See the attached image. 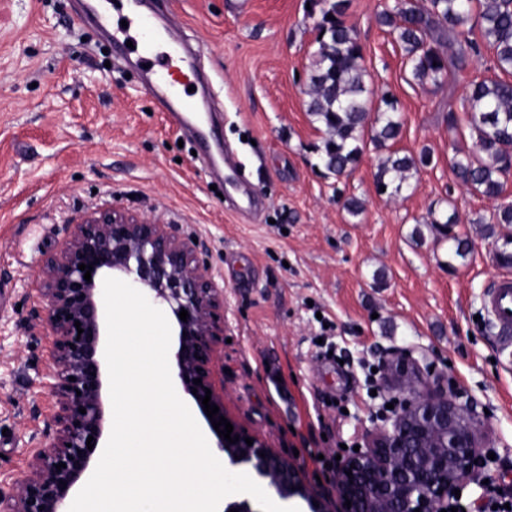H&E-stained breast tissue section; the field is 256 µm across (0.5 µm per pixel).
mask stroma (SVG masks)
I'll return each mask as SVG.
<instances>
[{"instance_id":"35a3bbf8","label":"stroma","mask_w":512,"mask_h":512,"mask_svg":"<svg viewBox=\"0 0 512 512\" xmlns=\"http://www.w3.org/2000/svg\"><path fill=\"white\" fill-rule=\"evenodd\" d=\"M308 0H153L176 38L199 41L211 95L205 127L230 146L263 200L239 214L234 192L196 156L139 88L108 35L75 17L78 0H0V487L26 468L45 435L42 387L51 338L37 314L44 258L96 208L121 207L209 248L226 296L229 342L218 349L224 405L274 451L296 455L308 481L333 486L330 460L354 448L383 403L370 379L395 347L428 348L435 368L486 413L500 500L512 498V355L484 308L488 283L512 276L496 260L512 224L489 218L512 202L457 184L448 159L471 149L450 127L445 89L413 82L378 13L384 0H347L372 102L391 94L403 120L386 149L363 140L343 177L321 166L320 125L307 110L318 14ZM429 162L401 194L379 193L387 152ZM357 199L351 215L344 204ZM457 213L448 232L432 214ZM463 256H456V246Z\"/></svg>"}]
</instances>
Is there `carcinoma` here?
<instances>
[{
    "label": "carcinoma",
    "mask_w": 512,
    "mask_h": 512,
    "mask_svg": "<svg viewBox=\"0 0 512 512\" xmlns=\"http://www.w3.org/2000/svg\"><path fill=\"white\" fill-rule=\"evenodd\" d=\"M317 3L321 18L307 110L324 128L320 162L339 177L358 162L368 120H373L371 141L378 148L400 135L402 121L390 98L372 109L363 48L344 19L346 0ZM378 20L396 33L411 80L419 85L444 87L448 76L465 72L484 46L493 51L494 69L512 74V0H393L383 5ZM461 112L460 117L448 106V124L465 123L474 149L455 152L450 167L460 183L497 198L502 178L512 171V83L474 76L465 87ZM428 161L425 153L417 159L390 154L379 162L376 186L396 195L411 172Z\"/></svg>",
    "instance_id": "cac0c4a2"
}]
</instances>
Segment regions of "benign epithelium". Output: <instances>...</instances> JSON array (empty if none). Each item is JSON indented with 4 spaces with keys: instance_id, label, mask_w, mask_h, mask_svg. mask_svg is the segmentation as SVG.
I'll list each match as a JSON object with an SVG mask.
<instances>
[{
    "instance_id": "benign-epithelium-1",
    "label": "benign epithelium",
    "mask_w": 512,
    "mask_h": 512,
    "mask_svg": "<svg viewBox=\"0 0 512 512\" xmlns=\"http://www.w3.org/2000/svg\"><path fill=\"white\" fill-rule=\"evenodd\" d=\"M206 251L202 239L180 234L173 224L117 207L95 209L70 225L61 248L44 259L38 288L53 337L52 367L42 383L54 399L46 420L49 435L31 455L28 472L0 493V512H68V498L97 465L108 426L103 279L114 275L146 290L171 313L177 327L175 378L201 409L210 389V403L219 407L214 420L225 417L233 425L231 436H239L234 444L216 436L217 451L233 465L250 466L278 496L303 499L309 512H449L464 509L456 490L471 487L480 500L494 491L493 483H484L492 479L494 464L485 451L484 416L460 401L448 375L415 356L413 347L389 351L378 370L377 387L394 408L376 412L363 446L340 460L332 492L312 486L299 463L274 452L224 406L214 373L218 345L224 343L226 298L202 258ZM80 264L93 265L91 281ZM183 309L189 314L185 322L179 317ZM247 437L253 439L250 446ZM61 462L66 467L59 470Z\"/></svg>"
}]
</instances>
